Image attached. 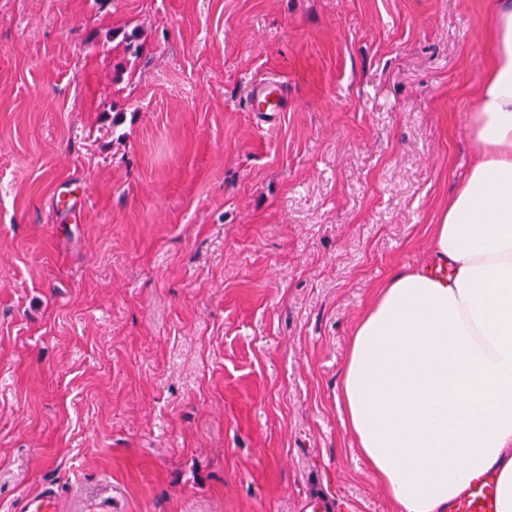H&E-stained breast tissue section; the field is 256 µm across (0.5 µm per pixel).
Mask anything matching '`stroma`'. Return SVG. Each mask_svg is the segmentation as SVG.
<instances>
[{
  "instance_id": "35a3bbf8",
  "label": "stroma",
  "mask_w": 512,
  "mask_h": 512,
  "mask_svg": "<svg viewBox=\"0 0 512 512\" xmlns=\"http://www.w3.org/2000/svg\"><path fill=\"white\" fill-rule=\"evenodd\" d=\"M491 4L0 0V512H397L336 396L477 159ZM286 87L274 78L253 81L248 88V99L253 112H282L286 100ZM60 501L51 486H45L37 495L27 498L20 505L19 512H57Z\"/></svg>"
}]
</instances>
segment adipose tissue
I'll use <instances>...</instances> for the list:
<instances>
[{
  "label": "adipose tissue",
  "instance_id": "1",
  "mask_svg": "<svg viewBox=\"0 0 512 512\" xmlns=\"http://www.w3.org/2000/svg\"><path fill=\"white\" fill-rule=\"evenodd\" d=\"M468 114L478 158L433 225L432 264L395 270L355 325L337 406L398 512H449L493 475L512 512V0Z\"/></svg>",
  "mask_w": 512,
  "mask_h": 512
}]
</instances>
